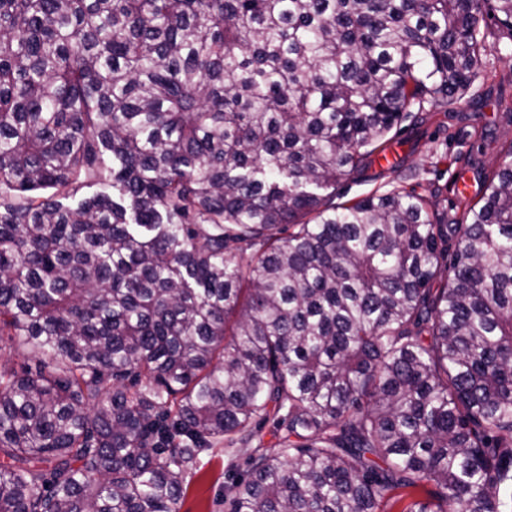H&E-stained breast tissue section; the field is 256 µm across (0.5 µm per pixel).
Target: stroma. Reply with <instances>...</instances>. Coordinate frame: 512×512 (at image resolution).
Masks as SVG:
<instances>
[{"mask_svg": "<svg viewBox=\"0 0 512 512\" xmlns=\"http://www.w3.org/2000/svg\"><path fill=\"white\" fill-rule=\"evenodd\" d=\"M512 146V33L488 24L482 72L460 108L423 111L417 122L392 131L386 161L342 180L336 200L352 202L401 186L428 197L438 210L458 216L463 203L480 198L481 176ZM223 446H216L187 485L180 512H224V487L234 473Z\"/></svg>", "mask_w": 512, "mask_h": 512, "instance_id": "stroma-1", "label": "stroma"}]
</instances>
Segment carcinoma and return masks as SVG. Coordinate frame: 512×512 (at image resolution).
I'll use <instances>...</instances> for the list:
<instances>
[{"mask_svg":"<svg viewBox=\"0 0 512 512\" xmlns=\"http://www.w3.org/2000/svg\"><path fill=\"white\" fill-rule=\"evenodd\" d=\"M512 0H0V512H512V145L338 204ZM273 421L278 442L252 446ZM224 444L217 445L203 459L200 471L187 485L180 512H224V486L244 475L245 466L230 471Z\"/></svg>","mask_w":512,"mask_h":512,"instance_id":"1","label":"carcinoma"}]
</instances>
